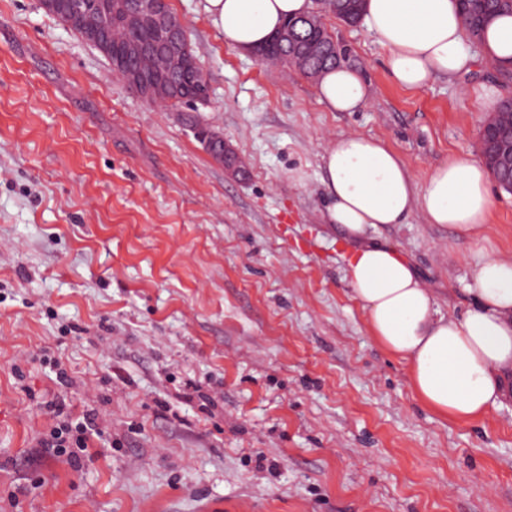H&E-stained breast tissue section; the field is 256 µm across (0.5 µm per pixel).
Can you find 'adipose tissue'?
<instances>
[{"label": "adipose tissue", "mask_w": 512, "mask_h": 512, "mask_svg": "<svg viewBox=\"0 0 512 512\" xmlns=\"http://www.w3.org/2000/svg\"><path fill=\"white\" fill-rule=\"evenodd\" d=\"M204 9L226 43L251 52L287 19L309 14L312 0H205ZM361 22L386 48L391 78L410 90L439 75H468L481 60L512 58V16L486 30L475 55L458 0H364ZM316 95L330 111L356 112L367 105L370 89L356 68L339 66L320 73ZM323 160L325 220L354 244L347 257L351 292L367 313L373 338L407 363L414 395L459 422L501 404L512 393V258L488 252L479 257V303L453 318L441 315L405 257L368 239L378 225L405 223L417 209L427 223L478 234L492 205L488 170L471 157H454L418 190L399 155L361 133L338 137Z\"/></svg>", "instance_id": "1"}]
</instances>
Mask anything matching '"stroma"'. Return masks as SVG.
<instances>
[{
	"label": "stroma",
	"instance_id": "stroma-1",
	"mask_svg": "<svg viewBox=\"0 0 512 512\" xmlns=\"http://www.w3.org/2000/svg\"><path fill=\"white\" fill-rule=\"evenodd\" d=\"M313 3L372 88L360 111L225 43L204 0H170L209 83L194 108L150 105L38 0H0V512H512V397L470 423L421 403L322 219L329 141L380 138L420 186L479 157L481 96L512 83L480 64L402 88L373 36ZM489 189L479 235L417 212L370 234L443 315L478 302V249L512 257V193ZM88 412L89 454L42 448ZM195 136L216 161L222 164H224V160L231 161V155L229 150L225 148L223 137L207 127H199L195 131Z\"/></svg>",
	"mask_w": 512,
	"mask_h": 512
}]
</instances>
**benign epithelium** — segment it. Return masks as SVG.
<instances>
[{"mask_svg": "<svg viewBox=\"0 0 512 512\" xmlns=\"http://www.w3.org/2000/svg\"><path fill=\"white\" fill-rule=\"evenodd\" d=\"M40 8L72 26V19L82 18L78 29L81 38L96 49L109 63L125 69V83L153 104L168 103L169 95L183 85L180 76L188 67L187 33L168 9V0H94L90 5L84 0H70L63 6L60 0H38ZM149 19L158 38L149 44L126 41L122 44L121 56L113 60V45L117 28H136L144 19ZM143 59L147 67L133 65ZM495 112L479 132V142L488 146L482 156L493 165H512V134L499 132ZM196 139L218 162L231 160L223 137L207 127L195 131Z\"/></svg>", "mask_w": 512, "mask_h": 512, "instance_id": "benign-epithelium-1", "label": "benign epithelium"}]
</instances>
